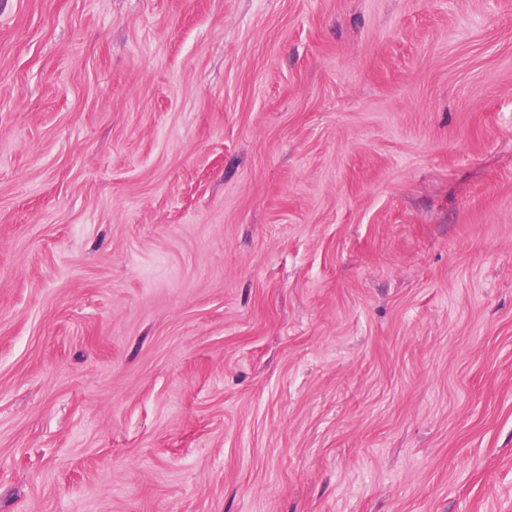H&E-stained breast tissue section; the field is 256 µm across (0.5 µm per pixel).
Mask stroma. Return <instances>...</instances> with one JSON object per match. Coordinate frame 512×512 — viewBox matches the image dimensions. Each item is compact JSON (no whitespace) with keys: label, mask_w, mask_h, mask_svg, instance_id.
I'll return each instance as SVG.
<instances>
[{"label":"stroma","mask_w":512,"mask_h":512,"mask_svg":"<svg viewBox=\"0 0 512 512\" xmlns=\"http://www.w3.org/2000/svg\"><path fill=\"white\" fill-rule=\"evenodd\" d=\"M0 512H512V0H0Z\"/></svg>","instance_id":"1"}]
</instances>
